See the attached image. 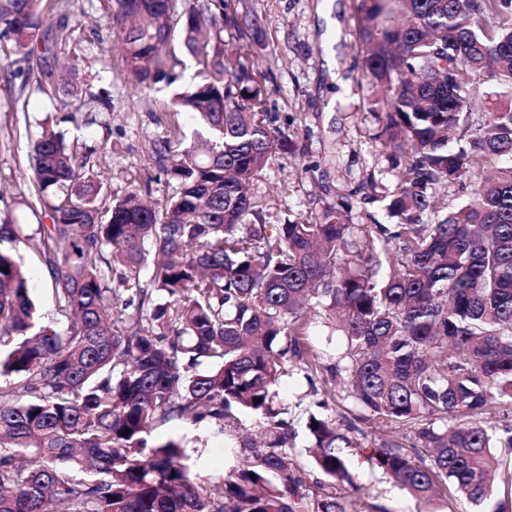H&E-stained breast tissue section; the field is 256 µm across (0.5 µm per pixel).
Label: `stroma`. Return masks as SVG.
<instances>
[{"instance_id":"1","label":"stroma","mask_w":512,"mask_h":512,"mask_svg":"<svg viewBox=\"0 0 512 512\" xmlns=\"http://www.w3.org/2000/svg\"><path fill=\"white\" fill-rule=\"evenodd\" d=\"M41 7L31 54L0 38V221L21 225L27 235L51 221L47 208L33 205L29 180L32 144L47 125L64 133L79 162L101 176L112 196L146 184L153 200L169 197L176 182L156 163L153 147L170 135L172 93L123 77L119 39L109 23L115 0H42ZM227 12L259 21L262 47H254L251 31L228 23L224 48L232 60L265 74L264 108L296 146L273 154L250 182L262 223L303 222L339 206L347 223H389L385 198L398 182L401 156L382 133V91L362 76L361 0H229ZM58 58L73 67L62 81L50 75ZM18 253L42 324L56 326L46 267L27 247ZM310 322L307 345L333 362L332 313L317 307ZM277 391L276 405L296 432L287 453L302 472L305 494L336 492L357 512H418L416 500L366 460L384 440L413 443V433L394 423L361 422L347 451L351 479L337 484L311 463L306 421L316 413L345 428L351 403L339 382L325 372L307 377L290 364ZM262 427L261 416L252 414L238 415L221 431L172 419L156 424L149 439L181 440L192 475L206 483L232 473L242 440L260 442Z\"/></svg>"}]
</instances>
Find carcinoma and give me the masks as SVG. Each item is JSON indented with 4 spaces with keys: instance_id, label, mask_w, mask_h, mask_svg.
Wrapping results in <instances>:
<instances>
[{
    "instance_id": "cac0c4a2",
    "label": "carcinoma",
    "mask_w": 512,
    "mask_h": 512,
    "mask_svg": "<svg viewBox=\"0 0 512 512\" xmlns=\"http://www.w3.org/2000/svg\"><path fill=\"white\" fill-rule=\"evenodd\" d=\"M40 3L0 0V36L30 48ZM116 4L124 73L173 87L178 0ZM216 8L187 17L196 81L174 95L203 131L154 144L178 184L169 200L139 187L107 199L49 127L32 146L35 201L52 219L32 246L63 326L36 323L26 273L0 250V512H347L334 493L301 492L285 452L295 432L273 407L288 362L322 372L305 336L323 303L345 338L347 397L414 429L431 458L388 442L367 462L425 504L451 488L512 512V424L484 425L492 404L512 406V0L362 2L363 73L388 90L385 133L403 163L397 222L356 234L330 207L246 223L260 218L251 179L291 142L266 122L264 76L224 65ZM487 86L511 99L476 107ZM440 183L467 190L445 216ZM237 411L263 416L266 443L208 487L181 443L148 445L156 422L222 427ZM307 429L317 468L349 480L351 439L315 414Z\"/></svg>"
}]
</instances>
